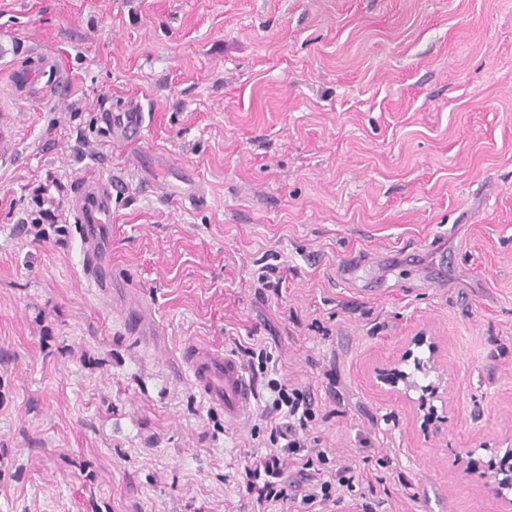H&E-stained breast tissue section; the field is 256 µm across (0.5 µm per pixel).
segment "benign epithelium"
Here are the masks:
<instances>
[{
	"mask_svg": "<svg viewBox=\"0 0 512 512\" xmlns=\"http://www.w3.org/2000/svg\"><path fill=\"white\" fill-rule=\"evenodd\" d=\"M410 348L406 349L400 358L393 363V367L389 371L378 378V381L384 385L390 387V390L394 393H398L405 397L414 404L417 413L423 414V416L430 415L435 410V403H447L448 402V382H446L442 374H437L436 380L426 384L420 385L416 381L412 380V373L403 369V365L411 361L414 364V368L418 371L427 369L430 372L436 371L434 365V346L427 344V339L423 335H417L410 339ZM428 346L431 356L428 361L423 363L421 359L414 356L413 348H420L422 346ZM419 392L418 397L413 398L410 396V392ZM487 483L492 488L494 495L497 500L505 507L512 508V471L500 470L491 472L487 476Z\"/></svg>",
	"mask_w": 512,
	"mask_h": 512,
	"instance_id": "benign-epithelium-1",
	"label": "benign epithelium"
}]
</instances>
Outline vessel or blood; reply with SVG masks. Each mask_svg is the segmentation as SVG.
Wrapping results in <instances>:
<instances>
[{
	"mask_svg": "<svg viewBox=\"0 0 512 512\" xmlns=\"http://www.w3.org/2000/svg\"><path fill=\"white\" fill-rule=\"evenodd\" d=\"M49 54L34 49L23 65L12 68L9 81L19 92H40L45 76L51 75ZM108 131L121 141L140 142L147 129L146 115L138 104L126 111L103 117ZM81 240L85 246L84 270L90 283L122 305L121 325L126 335L150 342L158 341L156 320L144 306L129 304L128 283L112 273V242L108 226L112 219V190L97 178L88 177L80 184L75 199ZM180 368L202 401L222 410L228 422L240 421L249 411L255 389L236 358L222 348L198 344L185 345L180 352Z\"/></svg>",
	"mask_w": 512,
	"mask_h": 512,
	"instance_id": "vessel-or-blood-1",
	"label": "vessel or blood"
}]
</instances>
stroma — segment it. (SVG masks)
I'll use <instances>...</instances> for the list:
<instances>
[{"instance_id": "stroma-1", "label": "stroma", "mask_w": 512, "mask_h": 512, "mask_svg": "<svg viewBox=\"0 0 512 512\" xmlns=\"http://www.w3.org/2000/svg\"><path fill=\"white\" fill-rule=\"evenodd\" d=\"M36 46L59 88L15 98ZM133 100L146 137L111 144ZM0 110V512H257L264 400L226 422L188 343L313 389L306 445L363 473L336 512H499L465 451L512 445V0H0ZM88 176L160 347L87 285ZM52 182L66 223L22 225ZM420 332L436 428L375 385Z\"/></svg>"}]
</instances>
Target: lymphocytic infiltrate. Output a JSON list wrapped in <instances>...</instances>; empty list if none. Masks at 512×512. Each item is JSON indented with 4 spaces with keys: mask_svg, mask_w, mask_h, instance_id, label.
Listing matches in <instances>:
<instances>
[{
    "mask_svg": "<svg viewBox=\"0 0 512 512\" xmlns=\"http://www.w3.org/2000/svg\"><path fill=\"white\" fill-rule=\"evenodd\" d=\"M270 397L261 418L270 427V449L246 463L247 493L271 512H290L299 503L307 512L336 505L362 474L355 466L330 467L326 450L306 449L303 433L315 420L319 403L310 389L269 380Z\"/></svg>",
    "mask_w": 512,
    "mask_h": 512,
    "instance_id": "f902f5d3",
    "label": "lymphocytic infiltrate"
}]
</instances>
